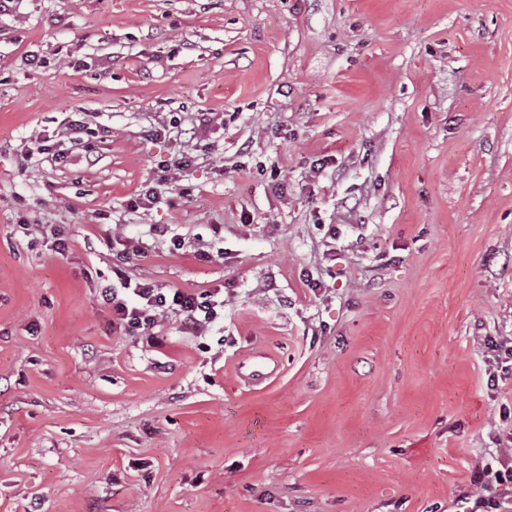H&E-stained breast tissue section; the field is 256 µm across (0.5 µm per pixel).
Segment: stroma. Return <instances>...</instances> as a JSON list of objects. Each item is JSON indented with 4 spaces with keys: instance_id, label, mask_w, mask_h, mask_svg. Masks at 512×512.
<instances>
[{
    "instance_id": "obj_1",
    "label": "stroma",
    "mask_w": 512,
    "mask_h": 512,
    "mask_svg": "<svg viewBox=\"0 0 512 512\" xmlns=\"http://www.w3.org/2000/svg\"><path fill=\"white\" fill-rule=\"evenodd\" d=\"M171 112L224 120L163 183ZM81 113L109 131L90 154L40 153ZM22 214L69 251L19 244ZM123 253L132 280L223 289V317L165 320L159 352L122 335L94 288ZM502 341L512 0L0 16V512H452L498 452Z\"/></svg>"
}]
</instances>
